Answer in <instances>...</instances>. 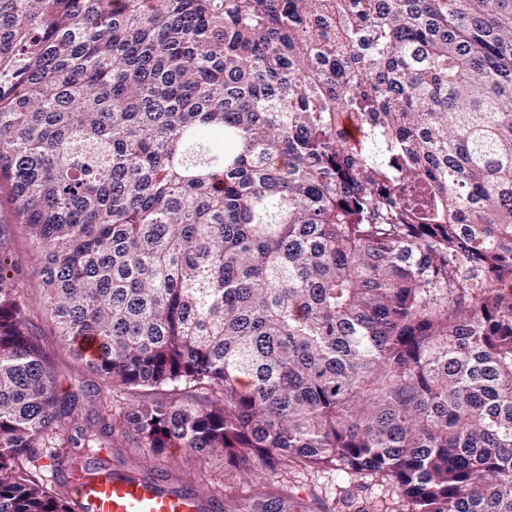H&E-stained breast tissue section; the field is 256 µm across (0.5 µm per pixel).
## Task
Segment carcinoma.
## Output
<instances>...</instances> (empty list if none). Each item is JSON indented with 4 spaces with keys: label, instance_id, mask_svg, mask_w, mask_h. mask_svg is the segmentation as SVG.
<instances>
[{
    "label": "carcinoma",
    "instance_id": "carcinoma-1",
    "mask_svg": "<svg viewBox=\"0 0 512 512\" xmlns=\"http://www.w3.org/2000/svg\"><path fill=\"white\" fill-rule=\"evenodd\" d=\"M2 186L136 447L512 512V0H0ZM19 276L0 232V512H72L115 423ZM0 224H9L10 236L8 250L19 260L22 266L20 276L21 288L19 295L23 304L30 311L31 318L36 326V334L40 338L41 347L45 357L49 360L57 375L60 388L68 390L70 387L83 386L86 395L83 398V409L80 421L84 425H94L107 414L112 419V414L119 415L133 410L138 403L136 393L118 392V397L112 403V407L104 411L96 397L86 391L94 388L99 381L97 376L77 361L73 354L61 346L58 336L51 331V322L41 311L43 294L40 288V262L38 256L30 248L25 228L16 224L13 211L6 203L0 204ZM99 425V423L97 424Z\"/></svg>",
    "mask_w": 512,
    "mask_h": 512
}]
</instances>
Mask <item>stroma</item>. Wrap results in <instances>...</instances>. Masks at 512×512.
Masks as SVG:
<instances>
[{"label": "stroma", "mask_w": 512, "mask_h": 512, "mask_svg": "<svg viewBox=\"0 0 512 512\" xmlns=\"http://www.w3.org/2000/svg\"><path fill=\"white\" fill-rule=\"evenodd\" d=\"M0 224L10 227L8 249L22 266L19 295L31 314L43 353L57 375L60 388L80 386L87 390L81 422L94 425L104 413L119 415L133 410L139 400L137 394L119 393L107 412L96 397L89 395V388L97 384L98 378L63 348L52 333L51 323L41 311L39 259L30 247L24 227L16 224L12 209L5 203L0 204ZM80 454L83 462L95 467H121L141 474L183 478L228 498H244L259 490L244 470L226 463L220 454L199 456L180 448H169L157 455L151 449L134 447L118 432L104 437L101 447L84 448ZM260 489L276 495L284 493L300 501L302 512H408L402 494L387 481L372 477L343 479L330 468L275 465L265 472L264 486Z\"/></svg>", "instance_id": "35a3bbf8"}]
</instances>
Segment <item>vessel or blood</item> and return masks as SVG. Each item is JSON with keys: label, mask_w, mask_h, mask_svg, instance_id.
Returning <instances> with one entry per match:
<instances>
[{"label": "vessel or blood", "mask_w": 512, "mask_h": 512, "mask_svg": "<svg viewBox=\"0 0 512 512\" xmlns=\"http://www.w3.org/2000/svg\"><path fill=\"white\" fill-rule=\"evenodd\" d=\"M73 512H215L210 491L198 485H174L169 479L139 477L121 469L71 480Z\"/></svg>", "instance_id": "b4317fda"}]
</instances>
